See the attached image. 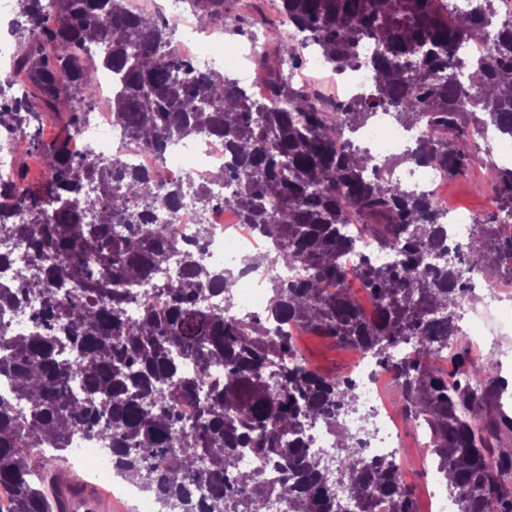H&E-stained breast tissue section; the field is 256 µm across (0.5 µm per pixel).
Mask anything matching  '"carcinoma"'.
I'll list each match as a JSON object with an SVG mask.
<instances>
[{
	"label": "carcinoma",
	"instance_id": "1",
	"mask_svg": "<svg viewBox=\"0 0 512 512\" xmlns=\"http://www.w3.org/2000/svg\"><path fill=\"white\" fill-rule=\"evenodd\" d=\"M59 12H43L25 0L16 15L12 68L29 87H0V130L13 131L20 113L37 128L41 112H54L64 136L37 142L48 176L34 190L0 186V238L18 239L48 265L13 269L17 287L0 288V308L16 309L38 295L42 309L28 332L0 338V374L14 382V396L0 395V490L9 509L0 512H66V495L84 490L58 466L33 472L30 448H69L85 435L105 443L117 474L135 479L155 496L159 512H256L270 488L264 471L282 474L278 495L293 512H336L326 486L328 472L310 450L308 430L323 424L338 432L341 458L336 483L351 491L356 512H373L377 498L392 512H415L400 454L366 457L344 427L359 411L357 384L325 375L291 359V337L268 334L260 317H232L236 275L224 272V297L211 270L154 214L190 196L202 208L215 196L210 184L177 180L147 195L149 177L117 157L81 160L71 143L96 96L98 73L117 76L112 121L129 141L165 158L168 140L214 137L233 161L211 184L232 182L224 198L246 230L261 237L252 267L297 269L269 280V311L347 347L365 349L374 366L393 375L398 400L411 421L432 436L429 452L457 512H512V417L502 399L512 393L489 359L475 364L457 341L461 298L471 285L463 265H492L512 276V165L492 163L493 143L479 144L476 127L512 135V89L489 96L486 88L512 78V14L497 0H280L283 23L302 40L285 39L260 66L272 76L271 101L258 100L219 70L196 71L176 52L175 17L133 14L128 0H58ZM206 24L243 32V18L227 0H185ZM493 28L490 55L468 61L457 54L479 29ZM374 41L371 53L364 52ZM100 43L98 58H83ZM316 53L332 71L366 69L365 93L328 106L312 87H294L301 50ZM288 69H283V65ZM407 128L423 123L451 131L414 140L406 159L433 160L448 177L470 171L479 155L491 161L496 211L476 221L468 254L448 247L442 215L431 199L379 171L387 167L353 134L376 113ZM96 185L97 196L87 187ZM278 201L271 211L268 202ZM24 222H14L16 213ZM125 224L124 234L114 231ZM354 224L379 246L398 254L380 267L369 260L355 270L375 299L365 314L341 287L345 259L356 239ZM171 254L182 272L156 287L159 304L139 303L135 286ZM412 343L418 357L398 361L395 350ZM76 349L79 362L65 353ZM447 361L460 372L450 379ZM193 362L197 375L182 366ZM224 377L206 382L207 369ZM200 396L197 414L179 421L181 400ZM27 403L17 410L16 401ZM498 448L495 463L488 452ZM247 451L263 466L237 468Z\"/></svg>",
	"mask_w": 512,
	"mask_h": 512
}]
</instances>
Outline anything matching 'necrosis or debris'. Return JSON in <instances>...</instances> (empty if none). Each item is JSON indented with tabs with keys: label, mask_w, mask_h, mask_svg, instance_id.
Segmentation results:
<instances>
[{
	"label": "necrosis or debris",
	"mask_w": 512,
	"mask_h": 512,
	"mask_svg": "<svg viewBox=\"0 0 512 512\" xmlns=\"http://www.w3.org/2000/svg\"><path fill=\"white\" fill-rule=\"evenodd\" d=\"M99 99L101 105L92 109L86 126L78 136L79 157L92 159L107 153L120 157L128 167L147 173L155 187H165L175 180L206 181L213 169L227 165L229 157L224 144L216 138H202L189 147L196 158L192 170H185L178 160L160 159L155 151L145 145L128 143L112 121V77H99ZM412 134L396 124L388 115L380 113L361 127L356 140L376 156L387 159L399 156ZM217 203L207 210H200L189 199L183 200L175 209L157 211L156 223L169 225L182 243L193 248L202 262L215 271L227 269L240 271L241 286L237 290L235 315H258L265 317L269 330H276L280 323L268 316V290L266 279L256 270H246L245 255L256 243L252 234H241L233 229L229 209L221 203V196L230 194L231 185L214 186ZM207 224L211 232L207 237L197 235V227ZM482 298L481 308L466 307L462 320L461 335H479L478 349L492 348L499 337L512 334V318L502 316L503 303L512 300V280L489 282ZM357 364L351 372L358 385L360 412L346 423L347 429L363 441L365 455L377 456L384 450H396L402 446V415L390 408L381 384L391 381L390 373L377 372L365 351H357ZM74 460L84 474L114 493L136 501L140 512H158L154 499L134 483L125 481L112 472L109 452L98 442L84 437L74 439Z\"/></svg>",
	"instance_id": "necrosis-or-debris-1"
}]
</instances>
